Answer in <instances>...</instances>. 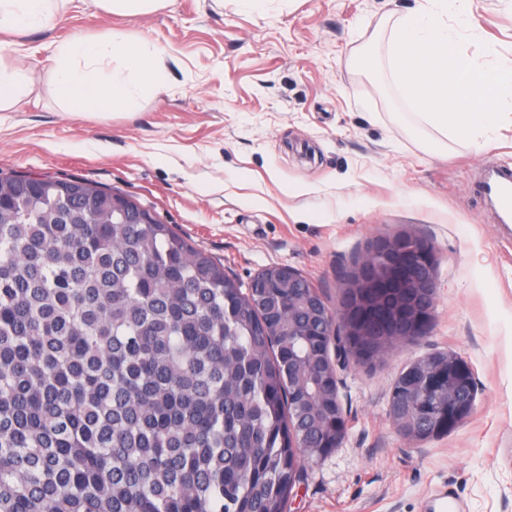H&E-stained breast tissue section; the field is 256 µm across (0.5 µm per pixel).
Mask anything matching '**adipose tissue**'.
Wrapping results in <instances>:
<instances>
[{"mask_svg": "<svg viewBox=\"0 0 512 512\" xmlns=\"http://www.w3.org/2000/svg\"><path fill=\"white\" fill-rule=\"evenodd\" d=\"M67 0H0V31L23 34L55 22ZM52 93L63 111L90 115L113 105L137 107L167 88L162 51L122 31L56 43Z\"/></svg>", "mask_w": 512, "mask_h": 512, "instance_id": "ef3b65f1", "label": "adipose tissue"}]
</instances>
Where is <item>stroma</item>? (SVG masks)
Returning a JSON list of instances; mask_svg holds the SVG:
<instances>
[{"label":"stroma","mask_w":512,"mask_h":512,"mask_svg":"<svg viewBox=\"0 0 512 512\" xmlns=\"http://www.w3.org/2000/svg\"><path fill=\"white\" fill-rule=\"evenodd\" d=\"M417 0H173L140 17L71 0L61 21L0 32V60L33 95L0 112V172L71 176L136 199L249 283L288 265L333 308L340 283L379 239L411 233L439 255L433 321L418 341L368 364L339 362L348 421L340 448L305 462L286 512H512V226L474 191L512 166V112L484 136L420 122L392 80L391 28ZM480 39L463 51L512 67V0H471ZM124 31L164 52L168 87L134 111L75 117L51 94L60 40ZM493 55H486V46ZM452 351L471 366L472 415L425 440L389 415L414 359Z\"/></svg>","instance_id":"obj_1"}]
</instances>
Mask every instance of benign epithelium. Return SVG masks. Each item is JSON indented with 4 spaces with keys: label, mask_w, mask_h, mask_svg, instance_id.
<instances>
[{
    "label": "benign epithelium",
    "mask_w": 512,
    "mask_h": 512,
    "mask_svg": "<svg viewBox=\"0 0 512 512\" xmlns=\"http://www.w3.org/2000/svg\"><path fill=\"white\" fill-rule=\"evenodd\" d=\"M438 255L432 244L411 235L379 242L357 275L344 283V301L334 311L325 307L323 315L304 325L302 335L316 336L324 353L335 349L336 357L355 358V350L337 339L335 321L353 317L350 336H396L414 342L426 335L433 318L437 290ZM319 297L316 289H288V311L310 308ZM423 396L425 402L447 395V408L427 411L413 423L408 439L424 440L449 433L459 427L475 408L476 390L468 363L458 354L446 353L441 361L424 367L412 361L399 380Z\"/></svg>",
    "instance_id": "1"
}]
</instances>
